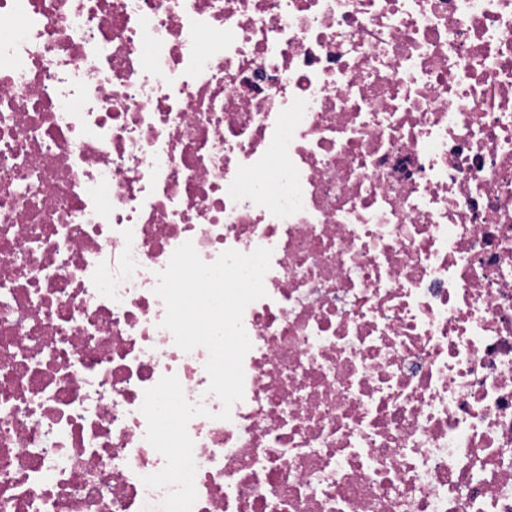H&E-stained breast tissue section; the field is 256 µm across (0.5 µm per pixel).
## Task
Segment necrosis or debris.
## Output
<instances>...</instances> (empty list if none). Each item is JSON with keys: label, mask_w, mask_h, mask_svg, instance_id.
<instances>
[{"label": "necrosis or debris", "mask_w": 512, "mask_h": 512, "mask_svg": "<svg viewBox=\"0 0 512 512\" xmlns=\"http://www.w3.org/2000/svg\"><path fill=\"white\" fill-rule=\"evenodd\" d=\"M271 249L227 420L163 328ZM512 512V0H0V512Z\"/></svg>", "instance_id": "1"}]
</instances>
